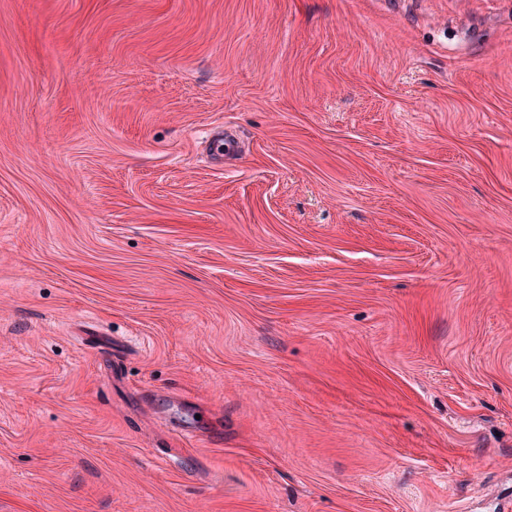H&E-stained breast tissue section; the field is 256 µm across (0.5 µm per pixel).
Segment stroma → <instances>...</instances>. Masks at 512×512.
<instances>
[{
	"instance_id": "stroma-1",
	"label": "stroma",
	"mask_w": 512,
	"mask_h": 512,
	"mask_svg": "<svg viewBox=\"0 0 512 512\" xmlns=\"http://www.w3.org/2000/svg\"><path fill=\"white\" fill-rule=\"evenodd\" d=\"M506 502L512 0H0V512Z\"/></svg>"
}]
</instances>
